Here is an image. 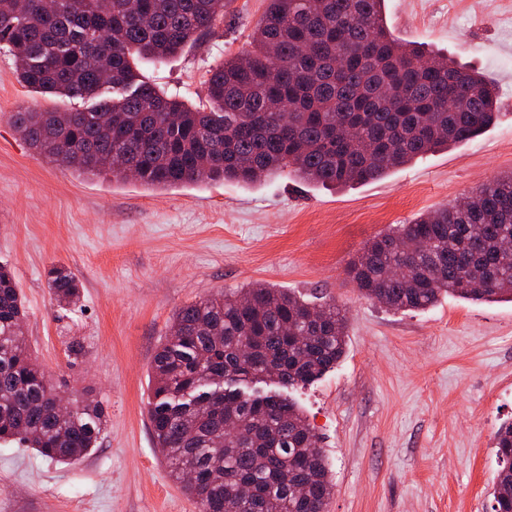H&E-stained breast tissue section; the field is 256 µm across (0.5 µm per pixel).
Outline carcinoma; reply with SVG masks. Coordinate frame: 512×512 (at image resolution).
<instances>
[{
  "instance_id": "1",
  "label": "carcinoma",
  "mask_w": 512,
  "mask_h": 512,
  "mask_svg": "<svg viewBox=\"0 0 512 512\" xmlns=\"http://www.w3.org/2000/svg\"><path fill=\"white\" fill-rule=\"evenodd\" d=\"M233 0H0V44L31 91L91 107L12 115L33 148L80 172L172 186L222 177L243 185L287 174L363 185L470 142L499 116L497 88L476 69L425 59L382 15L384 0H267L254 49L208 71L207 103L189 106L140 78L224 19ZM512 173L380 233L348 274L367 298L422 311L445 296L512 301ZM60 307L81 284L46 271ZM24 301L0 264V441L28 442L73 464L97 446L101 403L57 390L31 348ZM344 310L258 283L178 309L151 367L147 413L172 477L200 512H327L332 479L318 437L289 398L226 383L274 378L292 389L345 352ZM215 398L212 411L195 405ZM493 512H512V421L495 433ZM196 473L194 480L186 473Z\"/></svg>"
}]
</instances>
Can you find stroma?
<instances>
[{
  "label": "stroma",
  "instance_id": "35a3bbf8",
  "mask_svg": "<svg viewBox=\"0 0 512 512\" xmlns=\"http://www.w3.org/2000/svg\"><path fill=\"white\" fill-rule=\"evenodd\" d=\"M266 5L233 0L199 44L141 75L204 103L207 71L247 54ZM385 16L396 35L495 82L499 118L465 145L354 187L285 176L148 187L80 173L25 143L12 114L81 101L28 92L0 50V262L53 383L106 409L97 447L74 465L0 442V512H198L153 442L150 365L177 309L250 283L347 312L344 356L289 392L328 457V512H492L494 435L512 419V302L448 296L396 311L362 295L347 269L377 234L512 172V0H385ZM53 265L80 280L77 304L53 300Z\"/></svg>",
  "mask_w": 512,
  "mask_h": 512
}]
</instances>
